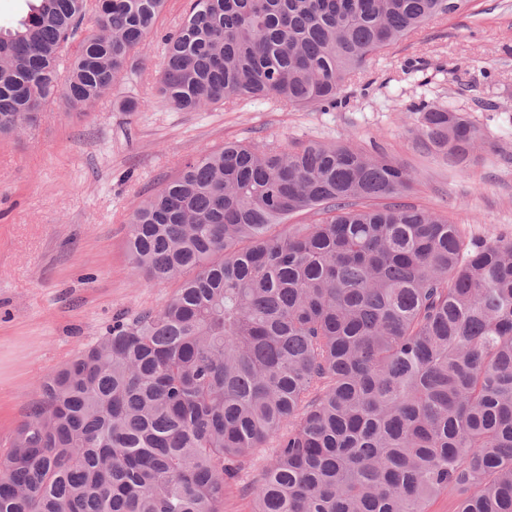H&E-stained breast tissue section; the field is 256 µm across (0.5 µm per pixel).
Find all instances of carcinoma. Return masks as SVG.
<instances>
[{
    "instance_id": "carcinoma-1",
    "label": "carcinoma",
    "mask_w": 512,
    "mask_h": 512,
    "mask_svg": "<svg viewBox=\"0 0 512 512\" xmlns=\"http://www.w3.org/2000/svg\"><path fill=\"white\" fill-rule=\"evenodd\" d=\"M167 0H35L0 28V137L107 95ZM471 0H190L163 36L180 112L336 106L373 55ZM454 168L479 128L416 108ZM403 164L345 139L204 149L127 224L128 265L177 288L43 378L0 447V512H512V240L466 245L400 198ZM308 214L309 224L288 216ZM275 442L270 441L266 447L259 448L257 453L245 464L239 474L236 485H233L224 498V512H252V497L246 493V487L255 475L269 465L274 453Z\"/></svg>"
}]
</instances>
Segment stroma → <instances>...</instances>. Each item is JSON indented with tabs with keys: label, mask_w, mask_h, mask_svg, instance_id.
I'll return each mask as SVG.
<instances>
[{
	"label": "stroma",
	"mask_w": 512,
	"mask_h": 512,
	"mask_svg": "<svg viewBox=\"0 0 512 512\" xmlns=\"http://www.w3.org/2000/svg\"><path fill=\"white\" fill-rule=\"evenodd\" d=\"M185 0H170L127 73L95 107L56 100L19 137L0 140V442L28 413L35 383L102 335L113 317L162 306L174 284L132 274L126 224L200 149L228 140L291 147L348 139L404 164L407 204L447 215L465 241L512 238V0H473L371 58L341 90V105L279 108L240 101L178 112L159 95L163 33ZM137 98V111L121 102ZM437 100L481 130L476 163L451 168L413 132V104ZM258 449L224 499L252 512L246 488L269 465Z\"/></svg>",
	"instance_id": "35a3bbf8"
}]
</instances>
